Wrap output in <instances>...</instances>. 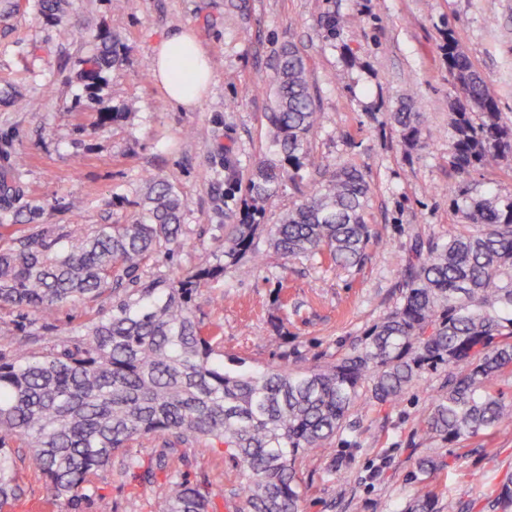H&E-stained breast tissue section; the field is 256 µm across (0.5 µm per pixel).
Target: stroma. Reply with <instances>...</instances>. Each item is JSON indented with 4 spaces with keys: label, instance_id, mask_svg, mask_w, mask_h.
<instances>
[{
    "label": "stroma",
    "instance_id": "35a3bbf8",
    "mask_svg": "<svg viewBox=\"0 0 512 512\" xmlns=\"http://www.w3.org/2000/svg\"><path fill=\"white\" fill-rule=\"evenodd\" d=\"M341 26L328 39L322 20ZM188 26L214 82L183 111L153 77L150 51ZM118 34L122 61L88 103L77 77L90 51L85 33ZM455 38L484 74L500 112L512 118V0H69L56 20L39 0H0V178L20 185L0 224H122L138 212L144 180L170 179L187 203L184 243L160 269L181 276L218 256L219 225L236 223L251 168L274 160L265 114L278 51L306 57L321 120L308 148L332 165H359L371 183L373 238L359 266L333 269L265 252L202 289L195 310L223 326L225 358L263 368L332 360L396 302L413 237H447L461 221L452 193L512 194V169L461 178L448 165V115L456 90L442 50ZM428 116L423 147L405 146L390 114L402 97ZM442 374L426 373L394 406L359 400L326 447L297 464L301 512H407L420 483L417 463H444L430 487L440 512H497L495 490L512 478V424L448 442L421 430ZM183 479L224 494L214 512H240L244 483L223 445L182 444ZM166 481L123 473L93 479V498L50 512H150Z\"/></svg>",
    "mask_w": 512,
    "mask_h": 512
}]
</instances>
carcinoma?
Listing matches in <instances>:
<instances>
[{
  "label": "carcinoma",
  "mask_w": 512,
  "mask_h": 512,
  "mask_svg": "<svg viewBox=\"0 0 512 512\" xmlns=\"http://www.w3.org/2000/svg\"><path fill=\"white\" fill-rule=\"evenodd\" d=\"M80 77L94 88L119 64V39L99 35ZM458 91L448 118V165L460 176L512 164V123L503 120L488 84L453 38L444 46ZM265 119L279 162L252 168L249 202L224 224L223 250L178 278L147 273L181 247L186 203L168 179L150 176L139 213L127 224H29L19 236L0 233V307L33 315L23 345L0 351V512L21 495L15 449L43 481L44 499L77 502L98 471L134 439L172 434L180 443L224 444L246 476L244 512H300L296 463L341 430L362 396L398 404L413 383L438 370L445 380L423 430L448 442L477 436L512 420L490 381L512 367V194L452 199L463 223L448 239L416 236L401 271L399 297L348 352L308 367L252 370L217 350L221 325L197 318L200 287L242 259L259 258V242L283 259L307 258L349 267L368 259L365 219L371 191L356 164L330 167L310 156L319 125L307 59L281 47ZM405 145H422L423 119L404 103L392 113ZM316 171L310 190L279 223L260 221V202L302 169ZM109 299L86 322L44 343V319L83 300ZM175 452L156 458L166 472L153 512H209L217 492L179 479ZM443 462L425 457L426 483ZM427 490L409 512H438ZM494 506L512 512V481Z\"/></svg>",
  "instance_id": "cac0c4a2"
}]
</instances>
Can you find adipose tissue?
I'll list each match as a JSON object with an SVG mask.
<instances>
[{"instance_id":"adipose-tissue-1","label":"adipose tissue","mask_w":512,"mask_h":512,"mask_svg":"<svg viewBox=\"0 0 512 512\" xmlns=\"http://www.w3.org/2000/svg\"><path fill=\"white\" fill-rule=\"evenodd\" d=\"M186 50L194 58V68L188 73L176 64L177 56ZM151 62L155 79L170 103L179 109L197 107L213 81L204 50L185 27L171 32L152 46Z\"/></svg>"}]
</instances>
